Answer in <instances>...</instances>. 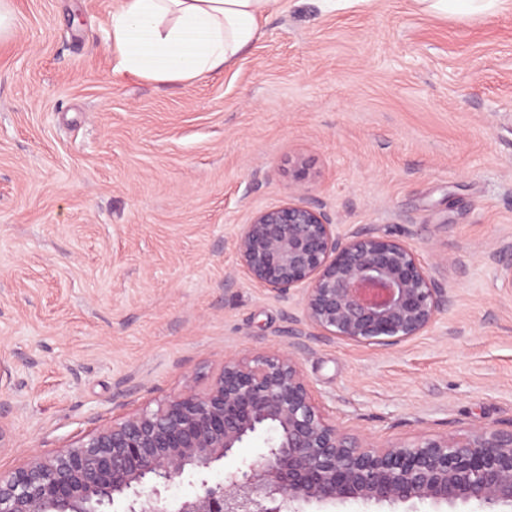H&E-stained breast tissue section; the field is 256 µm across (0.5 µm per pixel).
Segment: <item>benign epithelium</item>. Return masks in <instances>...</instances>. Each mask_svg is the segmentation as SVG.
<instances>
[{"label": "benign epithelium", "instance_id": "1", "mask_svg": "<svg viewBox=\"0 0 512 512\" xmlns=\"http://www.w3.org/2000/svg\"><path fill=\"white\" fill-rule=\"evenodd\" d=\"M255 285L301 294L308 326L329 338L394 346L427 330L448 290L417 251L345 231L292 198L256 212L235 239ZM259 433L266 453L225 486L215 462ZM177 479L196 487L166 495ZM512 507V428L420 433L365 446L336 425L288 354L229 358L210 386L112 420L78 445L0 470V512H307L311 503Z\"/></svg>", "mask_w": 512, "mask_h": 512}]
</instances>
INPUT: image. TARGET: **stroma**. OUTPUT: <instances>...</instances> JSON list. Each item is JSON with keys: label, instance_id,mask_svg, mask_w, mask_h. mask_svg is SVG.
Here are the masks:
<instances>
[{"label": "stroma", "instance_id": "1", "mask_svg": "<svg viewBox=\"0 0 512 512\" xmlns=\"http://www.w3.org/2000/svg\"><path fill=\"white\" fill-rule=\"evenodd\" d=\"M0 42V468L293 355L376 446L512 426V9L275 0L231 67L119 70L120 0H12ZM415 248L448 306L395 346L319 335L241 272L235 236L290 195Z\"/></svg>", "mask_w": 512, "mask_h": 512}]
</instances>
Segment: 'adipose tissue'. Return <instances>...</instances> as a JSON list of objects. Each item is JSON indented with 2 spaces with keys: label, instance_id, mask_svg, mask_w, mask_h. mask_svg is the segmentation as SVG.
Masks as SVG:
<instances>
[{
  "label": "adipose tissue",
  "instance_id": "adipose-tissue-1",
  "mask_svg": "<svg viewBox=\"0 0 512 512\" xmlns=\"http://www.w3.org/2000/svg\"><path fill=\"white\" fill-rule=\"evenodd\" d=\"M273 0H121L109 47L120 70L192 82L224 70L261 38Z\"/></svg>",
  "mask_w": 512,
  "mask_h": 512
}]
</instances>
